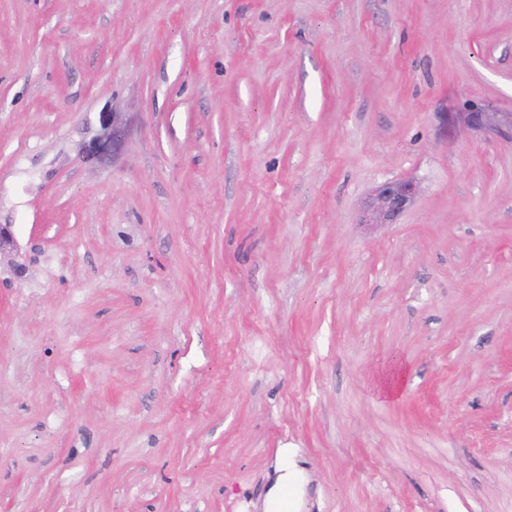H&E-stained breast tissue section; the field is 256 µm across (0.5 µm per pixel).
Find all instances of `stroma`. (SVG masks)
Wrapping results in <instances>:
<instances>
[{"label":"stroma","instance_id":"stroma-1","mask_svg":"<svg viewBox=\"0 0 512 512\" xmlns=\"http://www.w3.org/2000/svg\"><path fill=\"white\" fill-rule=\"evenodd\" d=\"M477 108L512 0H0V512H512ZM416 193L412 180L385 183L376 193L371 205V224H392L406 210Z\"/></svg>","mask_w":512,"mask_h":512}]
</instances>
